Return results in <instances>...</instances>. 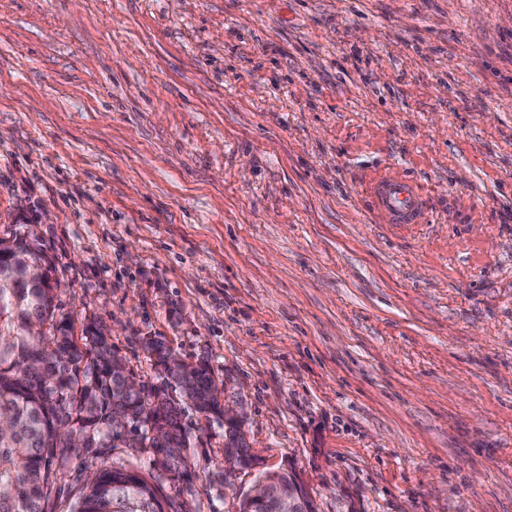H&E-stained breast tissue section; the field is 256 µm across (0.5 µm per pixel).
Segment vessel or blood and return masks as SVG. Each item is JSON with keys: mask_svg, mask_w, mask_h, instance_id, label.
Returning <instances> with one entry per match:
<instances>
[{"mask_svg": "<svg viewBox=\"0 0 512 512\" xmlns=\"http://www.w3.org/2000/svg\"><path fill=\"white\" fill-rule=\"evenodd\" d=\"M370 209L376 210L386 224H410L419 216L422 197L409 181L385 175L373 182Z\"/></svg>", "mask_w": 512, "mask_h": 512, "instance_id": "b4317fda", "label": "vessel or blood"}]
</instances>
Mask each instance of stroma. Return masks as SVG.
<instances>
[{
	"label": "stroma",
	"instance_id": "35a3bbf8",
	"mask_svg": "<svg viewBox=\"0 0 512 512\" xmlns=\"http://www.w3.org/2000/svg\"><path fill=\"white\" fill-rule=\"evenodd\" d=\"M391 171L421 223H375ZM144 387L207 359L178 512H512V0H0V238ZM224 478L222 475V480L220 484L227 483L229 479L240 469L249 467L255 468L256 461H252L249 465H241L240 463V454L242 449L240 448V443L237 439L229 436L227 432V436L224 439ZM282 469L263 472L252 489L242 496L250 502H266L272 512H309L308 502L297 484L282 479Z\"/></svg>",
	"mask_w": 512,
	"mask_h": 512
}]
</instances>
